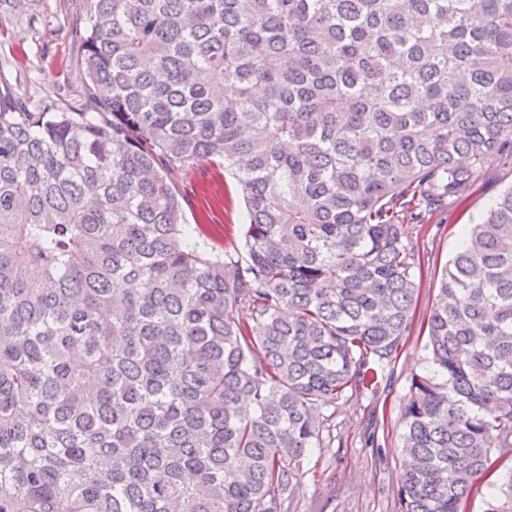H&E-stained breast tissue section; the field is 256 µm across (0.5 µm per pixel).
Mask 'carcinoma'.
I'll return each instance as SVG.
<instances>
[{
  "label": "carcinoma",
  "mask_w": 512,
  "mask_h": 512,
  "mask_svg": "<svg viewBox=\"0 0 512 512\" xmlns=\"http://www.w3.org/2000/svg\"><path fill=\"white\" fill-rule=\"evenodd\" d=\"M80 98L0 92V512H279L410 335L405 223L512 162V0H90ZM230 172L244 251L175 170ZM400 512H512V186L442 270Z\"/></svg>",
  "instance_id": "carcinoma-1"
}]
</instances>
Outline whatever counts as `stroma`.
I'll use <instances>...</instances> for the list:
<instances>
[{
    "label": "stroma",
    "mask_w": 512,
    "mask_h": 512,
    "mask_svg": "<svg viewBox=\"0 0 512 512\" xmlns=\"http://www.w3.org/2000/svg\"><path fill=\"white\" fill-rule=\"evenodd\" d=\"M90 0H5L0 5V83L18 97L51 105L76 98L85 69L71 31ZM183 193L188 224L205 225L209 244L221 252L239 246L246 212L232 176L209 165L173 176ZM512 184V167L490 160L467 198L407 224L415 247L418 293L412 330L375 391H354L336 412L335 441L288 465L281 512H399L397 485L401 407L413 375L428 369L420 329L439 294L443 266L461 245V234Z\"/></svg>",
    "instance_id": "1"
}]
</instances>
